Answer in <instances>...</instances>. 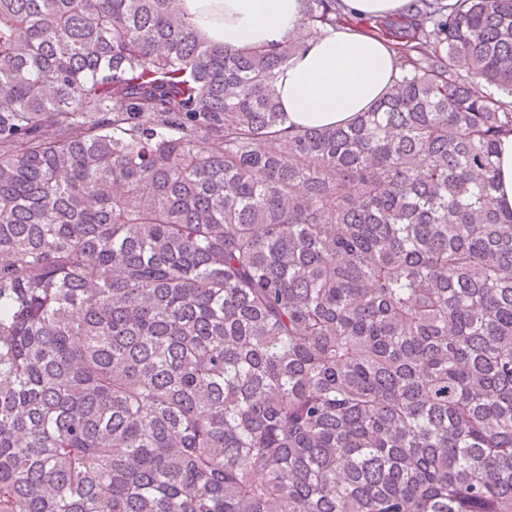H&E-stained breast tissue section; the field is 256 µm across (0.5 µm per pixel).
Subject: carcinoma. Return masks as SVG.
I'll return each instance as SVG.
<instances>
[{
  "label": "carcinoma",
  "instance_id": "1",
  "mask_svg": "<svg viewBox=\"0 0 512 512\" xmlns=\"http://www.w3.org/2000/svg\"><path fill=\"white\" fill-rule=\"evenodd\" d=\"M181 2L0 0V512H512V0L288 129ZM496 197L507 209H512V134L501 137L497 153Z\"/></svg>",
  "mask_w": 512,
  "mask_h": 512
}]
</instances>
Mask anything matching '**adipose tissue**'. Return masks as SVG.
<instances>
[{"instance_id":"adipose-tissue-1","label":"adipose tissue","mask_w":512,"mask_h":512,"mask_svg":"<svg viewBox=\"0 0 512 512\" xmlns=\"http://www.w3.org/2000/svg\"><path fill=\"white\" fill-rule=\"evenodd\" d=\"M409 0H345L352 23L310 36L302 0H184L189 12L213 14V36L241 47L287 37L305 45L279 75L276 93L288 124L329 126L367 111L397 76L388 41L357 27V20L405 11Z\"/></svg>"}]
</instances>
